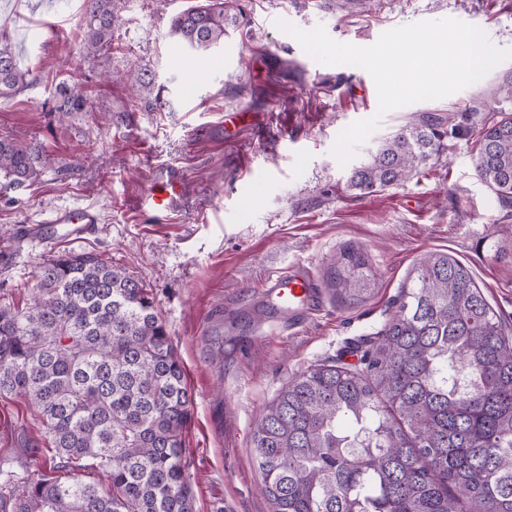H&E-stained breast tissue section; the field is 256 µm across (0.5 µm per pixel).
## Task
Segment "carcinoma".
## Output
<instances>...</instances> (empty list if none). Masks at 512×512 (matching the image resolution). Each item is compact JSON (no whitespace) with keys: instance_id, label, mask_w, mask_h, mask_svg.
<instances>
[{"instance_id":"1","label":"carcinoma","mask_w":512,"mask_h":512,"mask_svg":"<svg viewBox=\"0 0 512 512\" xmlns=\"http://www.w3.org/2000/svg\"><path fill=\"white\" fill-rule=\"evenodd\" d=\"M118 0H84V57L112 50ZM234 0H197L169 36L197 53L224 45ZM0 30V98L33 83ZM125 82L130 111L158 112L162 88L145 70ZM60 119L91 112L61 84ZM448 130L426 118L385 138L350 187L404 182L445 149ZM55 158L40 142L0 139V193L39 180ZM476 169L512 204V115L484 127ZM365 261H336L340 295L368 291ZM364 368L323 362L264 407L252 457L273 512H512V337L448 253L426 256L397 312L363 350ZM0 395L38 410L51 476H8L20 493L3 512H197L183 457L192 396L155 298L120 266L88 252L44 261L24 307L0 303ZM103 474L101 487L81 479Z\"/></svg>"}]
</instances>
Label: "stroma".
<instances>
[{"label":"stroma","instance_id":"obj_1","mask_svg":"<svg viewBox=\"0 0 512 512\" xmlns=\"http://www.w3.org/2000/svg\"><path fill=\"white\" fill-rule=\"evenodd\" d=\"M190 0H121L110 55H82L74 31L83 0H0V28L14 41L33 84L0 98V138L49 146L56 164L34 186L0 202V237L45 223L57 210L91 206L99 222L79 239L24 240L0 267V302L24 304L40 263L93 252L127 268L156 298L193 396L184 430L197 512H272L250 455L262 410L295 376L336 361L360 367L354 349L397 311L427 254L442 251L471 271L512 334V206H503L475 168L482 127L512 100L488 91L512 60L443 99L378 115L375 84L362 68L328 66L277 28L323 25L341 43L366 47L390 29L452 17L512 48V0H376L347 13L333 0H240L243 17L223 47L179 49L171 17ZM149 69L171 103L167 112H132L122 81ZM108 73L109 84L99 82ZM83 92L93 109L59 121V84ZM380 116L378 129L347 164L332 153L338 134ZM427 116L454 117L446 150L414 178L364 194L349 185L382 140ZM184 176L182 208L145 217L137 208L156 167ZM366 259L371 288L350 299L333 293L329 271L344 249ZM302 264L320 285L316 308L290 327L258 298L267 277ZM48 443L23 397H0V469L35 482L48 473Z\"/></svg>","mask_w":512,"mask_h":512}]
</instances>
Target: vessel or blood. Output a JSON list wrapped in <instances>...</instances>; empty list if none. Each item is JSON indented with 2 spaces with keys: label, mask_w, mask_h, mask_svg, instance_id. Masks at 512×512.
<instances>
[{
  "label": "vessel or blood",
  "mask_w": 512,
  "mask_h": 512,
  "mask_svg": "<svg viewBox=\"0 0 512 512\" xmlns=\"http://www.w3.org/2000/svg\"><path fill=\"white\" fill-rule=\"evenodd\" d=\"M183 193V178L179 172L164 171L151 182L138 200L140 213L165 216L176 210ZM93 207L61 209L52 222L59 225L64 235L78 237L97 223ZM260 292L264 302L273 304L295 321H302L317 298V283L308 267L300 266L266 278Z\"/></svg>",
  "instance_id": "obj_1"
}]
</instances>
